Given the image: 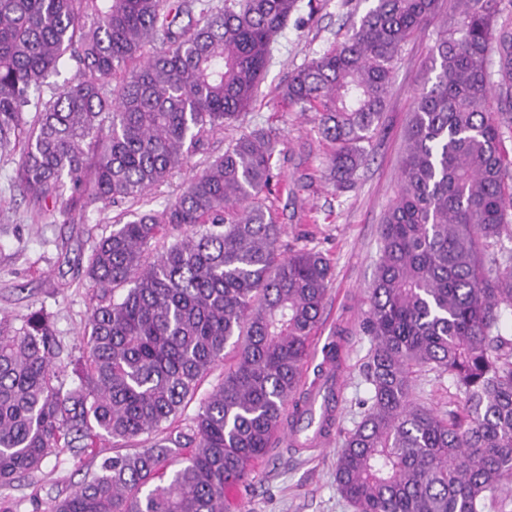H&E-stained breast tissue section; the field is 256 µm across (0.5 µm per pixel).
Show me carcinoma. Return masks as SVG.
I'll list each match as a JSON object with an SVG mask.
<instances>
[{"mask_svg":"<svg viewBox=\"0 0 512 512\" xmlns=\"http://www.w3.org/2000/svg\"><path fill=\"white\" fill-rule=\"evenodd\" d=\"M343 44L282 95L319 114L336 188L354 186L404 43L440 0H368ZM499 0H457L432 50L361 332L370 339L361 420L344 432L340 495L355 512H512V18ZM298 0H0V156L22 192L63 211L85 193L139 202L252 107ZM78 74L45 100L51 72ZM271 131H243L161 210L96 241L98 292L74 357L50 315L0 318V487L54 448H118L52 512H224L272 447L320 324L331 268L284 253L271 206ZM172 238L155 252L157 237ZM224 377L187 430L171 428L227 345ZM74 364L76 385L58 381ZM448 379L438 411L415 397ZM415 395L438 410H448V381L439 379L434 374L421 377Z\"/></svg>","mask_w":512,"mask_h":512,"instance_id":"1","label":"carcinoma"}]
</instances>
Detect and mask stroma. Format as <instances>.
<instances>
[{"instance_id": "stroma-1", "label": "stroma", "mask_w": 512, "mask_h": 512, "mask_svg": "<svg viewBox=\"0 0 512 512\" xmlns=\"http://www.w3.org/2000/svg\"><path fill=\"white\" fill-rule=\"evenodd\" d=\"M363 0H301L300 9L276 37L272 56L251 110L241 126L226 128L149 196L160 210L181 185L223 154L241 129L267 128L277 140L274 176L277 192L272 209L284 227L282 251L312 248L329 261L332 279L325 297L322 339L337 330L349 333L343 353L344 389L336 426L353 428L367 396L365 363L370 347L359 325L369 307L376 273L384 212L399 185L405 137L415 91L443 27H456L455 0H442L438 14L402 48L382 124L368 161L357 172L355 186L337 191L326 177L331 145L318 132L317 112L288 106L279 95L290 76L312 59L343 42L357 24ZM17 158L0 159V317L18 318L44 308L57 337L78 351L96 290L85 275L93 243L109 234L130 203H86L82 215L70 217L47 205L33 211L13 184ZM341 447L297 451L276 442L256 465L250 487H237L229 512H353L336 489V458ZM116 452L108 437L89 448H57L39 469L0 488V512H51L56 501L72 493L97 471L102 458Z\"/></svg>"}]
</instances>
